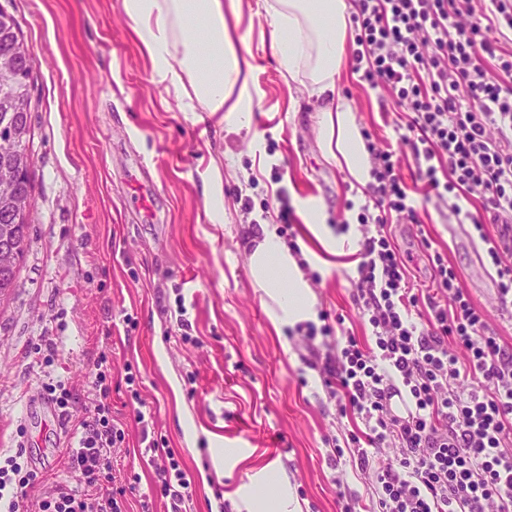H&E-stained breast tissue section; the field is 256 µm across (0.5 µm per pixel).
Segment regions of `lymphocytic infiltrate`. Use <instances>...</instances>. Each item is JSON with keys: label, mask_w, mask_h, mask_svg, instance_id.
<instances>
[{"label": "lymphocytic infiltrate", "mask_w": 512, "mask_h": 512, "mask_svg": "<svg viewBox=\"0 0 512 512\" xmlns=\"http://www.w3.org/2000/svg\"><path fill=\"white\" fill-rule=\"evenodd\" d=\"M357 52L353 70L381 86L407 124L417 179L425 195L451 199L471 221L498 277L501 306L512 304V0H351ZM497 40H488V31ZM374 212H362L363 238L354 300L371 328L365 344L346 337L335 353L311 361L340 415L356 421L336 456L367 476L378 512H512V348L500 344L483 312L462 290L455 267L430 256L431 288L413 293L407 261L387 227L415 219L408 187L390 149H371ZM463 349L451 354L449 345ZM474 381L471 390L462 385ZM112 386L91 382V410L68 457L75 487L57 488L41 512H121L126 493L96 488L111 470L112 447L125 431L112 421ZM403 395L409 420L387 402ZM395 455L377 465L374 449ZM155 485L172 512L192 481L174 452ZM40 481L17 456L0 465L7 512H21Z\"/></svg>", "instance_id": "lymphocytic-infiltrate-1"}]
</instances>
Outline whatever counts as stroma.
<instances>
[{
  "label": "stroma",
  "instance_id": "35a3bbf8",
  "mask_svg": "<svg viewBox=\"0 0 512 512\" xmlns=\"http://www.w3.org/2000/svg\"><path fill=\"white\" fill-rule=\"evenodd\" d=\"M258 0H244L240 32L260 91L259 121L231 126L225 113L187 111L185 92L156 75L122 0H0L36 58L32 243L9 304L0 310V461L25 446V462L45 481L27 512H39L57 486H74L67 455L80 433L48 430L34 404L62 382L89 404L88 373L107 356L112 416L126 440L112 451L116 482L134 483L122 512H141L156 466L141 444L126 377L136 374L160 447L172 449L192 480L186 512H278V475L302 512H338L347 488L357 512H370L371 486L348 462L330 463L348 428L330 401L312 353L335 338L276 333L249 273L248 241L259 225H292L311 250L302 274L320 324L343 320L359 338L371 328L354 304L355 255L329 256L309 233L301 202L317 200L333 228L359 233L355 199L318 141V114L300 82L280 72ZM343 96L362 132L391 148L403 177L415 161L398 129L407 114L388 94L344 72ZM221 179L223 214L207 189ZM417 221L391 231L401 247L427 234L460 273V286L503 345L512 317L498 301L494 270L477 262L474 231L450 237L447 202L414 194ZM49 338L54 350L40 349Z\"/></svg>",
  "mask_w": 512,
  "mask_h": 512
}]
</instances>
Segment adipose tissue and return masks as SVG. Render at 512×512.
Masks as SVG:
<instances>
[{
    "mask_svg": "<svg viewBox=\"0 0 512 512\" xmlns=\"http://www.w3.org/2000/svg\"><path fill=\"white\" fill-rule=\"evenodd\" d=\"M124 9L163 81L178 91L191 85L204 111L230 112L238 124L249 123L260 92L229 26L240 17L241 0H124ZM263 9L282 74L304 76L309 96L320 102L318 139L325 158L345 174L357 195H364L372 180L370 155L355 110L340 88L352 35L346 0H264ZM196 27L202 36L193 35ZM302 217L329 252H356V238L336 234L314 200L304 203ZM249 269L254 286L269 299L267 312L276 331L317 321V299L270 225H261L252 238Z\"/></svg>",
    "mask_w": 512,
    "mask_h": 512,
    "instance_id": "1",
    "label": "adipose tissue"
}]
</instances>
